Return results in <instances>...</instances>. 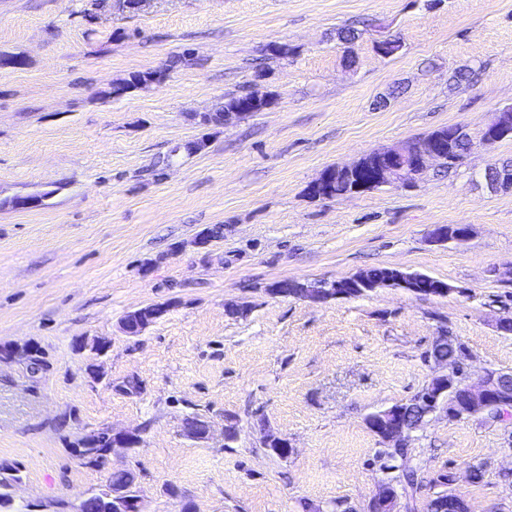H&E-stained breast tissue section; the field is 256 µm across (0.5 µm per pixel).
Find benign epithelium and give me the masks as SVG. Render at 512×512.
I'll use <instances>...</instances> for the list:
<instances>
[{
    "label": "benign epithelium",
    "instance_id": "obj_1",
    "mask_svg": "<svg viewBox=\"0 0 512 512\" xmlns=\"http://www.w3.org/2000/svg\"><path fill=\"white\" fill-rule=\"evenodd\" d=\"M510 136L512 110L505 108L494 114L490 122L482 128L478 138L482 144L491 146ZM450 139L452 130L443 127L424 142L413 144L404 141L391 148L373 150L351 165L336 167V171L351 175L373 159L382 160V164L375 169L371 187L358 184L353 187V196L370 188L374 190L383 186H407L415 182L429 167L449 160V156L444 153L443 141ZM469 235L470 228L466 224L437 225L431 231V239L435 242L449 239L464 241ZM417 277L416 273L392 269L385 281L369 284L354 274L334 280L333 288L320 293L303 288L300 283L290 280L288 287L275 288L273 294L298 297L319 304L333 299H348L351 297L350 291L358 287L373 291L378 288H410L421 297H446L456 292V288L445 282L437 283L433 288H420L416 285ZM168 308L167 304H153L149 309L141 307L132 310L128 312L130 319L121 321V328L128 335H139L144 331L141 327L142 316H147V320L151 321L165 315ZM459 345L458 337L442 331L434 337L431 351L426 353V362L435 372L430 386L418 397L423 402L426 414L435 417L437 413L443 412L450 419L462 420L494 408L498 410L501 418H507L512 413V374L504 371L495 373L486 369L478 380H471L467 364L458 355L448 358L440 355V349L446 347L451 350ZM373 430L389 449L406 447L415 428L408 426L402 412L393 405L376 414ZM140 442L141 437L136 432H114L110 449L113 450L118 445L133 448ZM403 497L405 493L399 492L393 486H386L369 499L366 512H400L398 504ZM112 509L114 512H143L141 497L136 492L125 493L112 500Z\"/></svg>",
    "mask_w": 512,
    "mask_h": 512
}]
</instances>
